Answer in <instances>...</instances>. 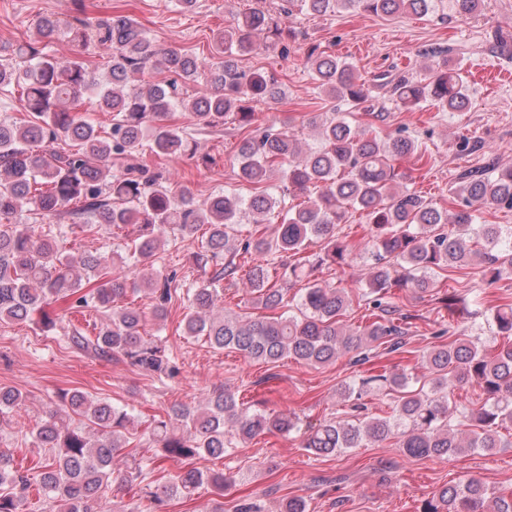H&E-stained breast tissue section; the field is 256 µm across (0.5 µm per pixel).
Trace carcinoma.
I'll list each match as a JSON object with an SVG mask.
<instances>
[{"mask_svg":"<svg viewBox=\"0 0 512 512\" xmlns=\"http://www.w3.org/2000/svg\"><path fill=\"white\" fill-rule=\"evenodd\" d=\"M443 0H283L276 15L256 8L239 17L217 39L219 60L206 62L177 49L159 47L132 16L114 13L92 19L82 0L75 14L62 22L41 17L36 22L40 38L7 50L0 46V89L16 85L26 116L0 118V324L20 323L33 314L52 329L55 318L46 311L51 301L70 302L82 313L93 308L106 317L92 333L71 326V347L98 358L126 359L143 371H172L165 349L142 336L146 312L121 306L128 290L144 292L153 302L151 315L166 316L171 300L172 274L152 273L133 281L121 267L139 257L153 255L169 235L192 237L202 227L208 235L194 262L204 276L186 288L189 311L185 334L204 336L218 349L231 348L245 359L277 363L294 359L319 368L336 361L343 352H357L362 360L381 345L389 352L403 348L406 317L395 316L387 301L393 288L411 285L426 290L434 268H464L480 262L495 282L512 277V241L501 247L512 228L477 223L483 207L512 210V167L495 174L475 168L462 171L452 192L456 207L448 213L414 190L399 186L401 175L393 161L416 153L418 144L407 137L381 140L345 115L325 113L319 123L317 147L304 151L290 128L266 129L243 139L238 150L239 178L258 186L245 203L235 193L220 192L200 204L187 191L174 193L161 173L139 161L143 148L158 157L193 156L194 139L186 130L168 122L181 108L197 124L216 127L235 116L252 121L248 102L279 100L278 80L268 72L245 71L239 57L259 49L288 50L295 31L288 18L299 6L325 15L340 9H359L384 15L426 16ZM451 11L472 17L481 0H449ZM62 33L74 56L64 60L46 51L42 39ZM263 37L259 43L255 37ZM94 42L110 44L112 64L106 76L94 74L84 53ZM307 60L314 71L318 95L329 102L344 101L368 115L382 118L375 109L376 96L355 74L352 63L313 45ZM145 72H169L175 78L135 85L132 77ZM195 88L186 99L188 87ZM379 87L399 108L411 109L437 102L450 112H464L471 98L462 73L456 68L436 70L418 81L404 74H383ZM93 100L95 111L112 114V129L101 134L96 122L81 113V104ZM64 142L58 147V142ZM125 162L123 173L104 179L100 164L112 159ZM287 183L296 205L275 197L259 185L273 173ZM359 208L370 220V278L362 299L373 320L356 332L339 325L350 305L345 290L309 282L299 289V314L264 318L212 315L218 300L216 284L237 283L241 265L236 258L257 256L245 276L255 293L254 302L266 309L283 306L287 283L303 279L310 244L322 243L318 263L351 265L352 249L335 234L348 210ZM282 213L274 236L260 229L238 238L236 225L249 212L255 224L274 210ZM68 216L70 228L91 233L102 225L137 227L126 254L98 251L65 254L51 220ZM483 241L473 250L467 241ZM275 254L283 282L271 280L261 257ZM500 336H512V304L490 309ZM429 390L411 389L413 378L405 372H379L341 389L345 399L359 397L371 388L398 393L389 418L362 416L309 425L302 447L314 455H334L368 442L399 438L403 453L415 460L451 458L468 452L509 448L512 441L499 428L512 423V343L489 352L465 337L434 346L422 353ZM478 387L484 403L477 410L450 407L449 395L461 385ZM61 405L46 412L31 431L38 448L51 455L38 466L39 491L54 512H109L108 483L114 464L127 458L123 430L128 414L103 399H92L74 389L60 395ZM19 390L0 385V417H21ZM457 418L467 432L459 434L450 424ZM300 418L285 413H264L240 402L236 393L221 390L204 406L175 404L167 419L156 422L152 436L162 445L163 457L191 460L202 454L220 457L235 447L271 432L289 433ZM181 424L188 436L173 432ZM210 480L218 490L233 476L210 477L187 468L169 484L150 492L157 503L163 498L190 499ZM32 487L28 470L12 455L0 451V512H28ZM423 512H512V489L489 488L481 478L468 475L444 485L427 500Z\"/></svg>","mask_w":512,"mask_h":512,"instance_id":"cac0c4a2","label":"carcinoma"}]
</instances>
